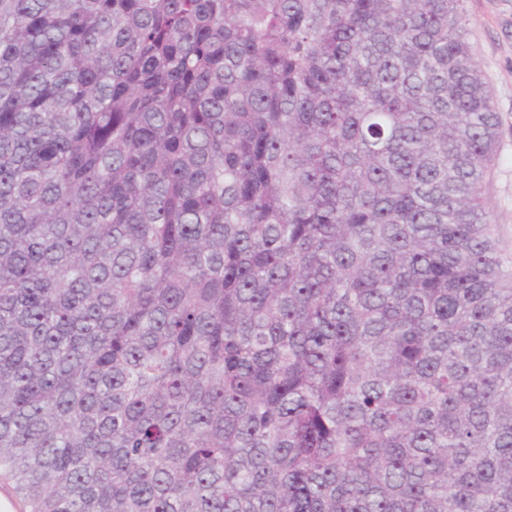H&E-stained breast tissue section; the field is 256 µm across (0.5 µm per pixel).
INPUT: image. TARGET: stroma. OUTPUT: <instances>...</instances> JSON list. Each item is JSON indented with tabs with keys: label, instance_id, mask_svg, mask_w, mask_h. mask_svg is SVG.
I'll return each instance as SVG.
<instances>
[{
	"label": "stroma",
	"instance_id": "obj_1",
	"mask_svg": "<svg viewBox=\"0 0 512 512\" xmlns=\"http://www.w3.org/2000/svg\"><path fill=\"white\" fill-rule=\"evenodd\" d=\"M467 37L501 119L485 198L505 256L512 257V0H464Z\"/></svg>",
	"mask_w": 512,
	"mask_h": 512
}]
</instances>
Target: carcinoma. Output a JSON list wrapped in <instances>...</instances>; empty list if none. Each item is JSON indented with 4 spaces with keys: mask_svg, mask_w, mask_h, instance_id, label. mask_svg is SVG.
I'll use <instances>...</instances> for the list:
<instances>
[{
    "mask_svg": "<svg viewBox=\"0 0 512 512\" xmlns=\"http://www.w3.org/2000/svg\"><path fill=\"white\" fill-rule=\"evenodd\" d=\"M499 124L463 0H0L28 512H512Z\"/></svg>",
    "mask_w": 512,
    "mask_h": 512,
    "instance_id": "carcinoma-1",
    "label": "carcinoma"
}]
</instances>
